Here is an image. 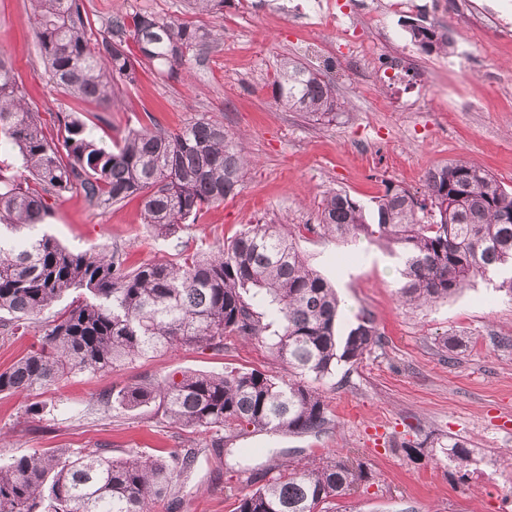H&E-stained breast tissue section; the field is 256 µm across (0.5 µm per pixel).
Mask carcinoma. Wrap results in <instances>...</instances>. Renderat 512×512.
Returning <instances> with one entry per match:
<instances>
[{"mask_svg": "<svg viewBox=\"0 0 512 512\" xmlns=\"http://www.w3.org/2000/svg\"><path fill=\"white\" fill-rule=\"evenodd\" d=\"M34 29L49 79L83 101L106 103L115 81H135L136 65L163 77L179 75L186 55L218 34L175 16L132 12L94 30L83 0H30ZM215 13L224 0H186ZM410 40L427 53H448L453 40L437 21L412 19ZM276 102L330 123L341 105L319 71L288 59L275 81ZM57 133L25 101L13 66L0 56V337H36L31 348L0 371V394L43 389L80 373L107 374L155 353L190 349L224 353V340L264 336L270 316L279 330L270 344L284 380L267 371L222 374L181 371L143 379L112 393L125 409L152 405L169 423L217 436L220 443L249 431L319 433L333 423L319 383L356 363L381 343L362 316L340 330L341 299L299 252L282 224H247L208 252L179 249L165 261L127 264V253L71 250L33 232L51 216L53 201L76 192L110 209L140 198L144 223L170 240L202 211L235 196L251 159L224 125L202 116L177 132L131 129L112 149L97 141L73 112L50 113ZM311 233L365 238L402 259V302L432 307L512 267V190L483 166L456 161L428 171L423 190L386 186L369 204L345 191L327 193ZM78 295L50 314L69 291ZM264 310H258V307ZM198 450L164 456L106 446L47 450L0 466V512H152L193 468ZM459 470L476 464L464 441L443 448ZM366 473L338 453L278 475L258 470L253 489L235 512H336Z\"/></svg>", "mask_w": 512, "mask_h": 512, "instance_id": "carcinoma-1", "label": "carcinoma"}]
</instances>
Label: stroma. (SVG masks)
Wrapping results in <instances>:
<instances>
[{
    "instance_id": "35a3bbf8",
    "label": "stroma",
    "mask_w": 512,
    "mask_h": 512,
    "mask_svg": "<svg viewBox=\"0 0 512 512\" xmlns=\"http://www.w3.org/2000/svg\"><path fill=\"white\" fill-rule=\"evenodd\" d=\"M270 0H225L220 14H194L182 0H83L95 23L135 10L179 16L205 29L222 28L217 44L190 53L182 78L150 68L136 84L117 82L111 105L85 102L54 88L34 35L29 0H0V55L38 112H77L96 118L92 131L113 144L132 128L156 120L171 131L206 116L229 138H243L254 159L240 192L205 209L183 232L206 250L230 240L246 224H284L297 231L308 263L345 301V326L369 316L382 343L355 364L340 366L323 388L333 416L318 434H253L214 448L208 435L169 424L154 407H105L103 395L142 378L176 371L221 373L237 368L287 377L269 351L273 332L243 343L228 338L220 356L190 350L116 367L107 375L78 374L48 390L0 394V463L49 448H92L113 455L134 450L158 455L198 449V461L174 497L154 512H234L237 494L256 469L284 461L304 464L340 452L367 479L336 512H512V298L486 282L426 310L404 306L395 290L399 268L383 248L305 232L318 221L323 196L343 190L361 202L386 185L416 191L426 172L456 160L489 169L512 188V0H402L400 9L364 21L378 55L407 53L427 86L379 85L365 64L337 52L339 31L313 28L294 12L268 11ZM422 18L448 28L461 66L444 67V54L414 45L405 23ZM319 69L336 86L342 110L332 123L280 107L273 95L284 58ZM46 229L73 250L120 246L129 265L169 259L173 243L143 222L138 198L107 210L76 193L55 201ZM460 341L447 350L444 341ZM41 403L40 417L24 411ZM467 443L477 459L459 477L441 448Z\"/></svg>"
}]
</instances>
